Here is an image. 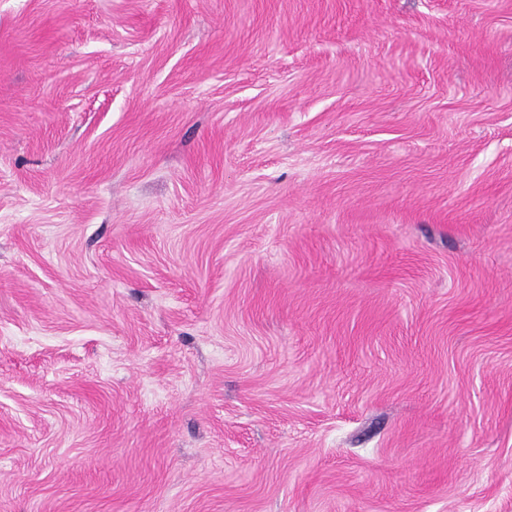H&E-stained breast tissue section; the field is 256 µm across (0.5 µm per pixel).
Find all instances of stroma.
Masks as SVG:
<instances>
[{"label":"stroma","instance_id":"1","mask_svg":"<svg viewBox=\"0 0 512 512\" xmlns=\"http://www.w3.org/2000/svg\"><path fill=\"white\" fill-rule=\"evenodd\" d=\"M0 512H512V0H0Z\"/></svg>","mask_w":512,"mask_h":512}]
</instances>
